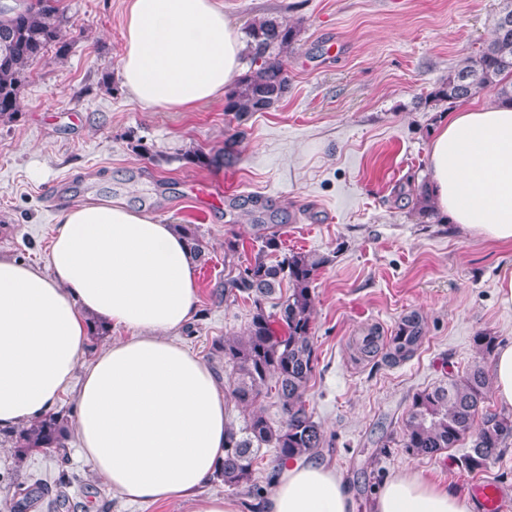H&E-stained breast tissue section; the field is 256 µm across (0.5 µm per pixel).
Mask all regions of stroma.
Returning <instances> with one entry per match:
<instances>
[{
    "label": "stroma",
    "instance_id": "1",
    "mask_svg": "<svg viewBox=\"0 0 512 512\" xmlns=\"http://www.w3.org/2000/svg\"><path fill=\"white\" fill-rule=\"evenodd\" d=\"M222 2L239 30L259 19L298 29L280 53L288 91L268 111L238 118L221 97L188 111L139 106L118 78L129 0H63L66 53L48 48L29 70L17 116L0 123V253L45 265L61 209L87 198L191 225L206 259L196 267L197 315L178 337L220 376L217 343L241 334L253 308L224 295V239L238 237L244 261L260 246L256 224L276 225L280 254L323 260L312 284L318 364L306 401L333 441L321 459L342 473L356 512H371L383 483L404 472L464 496L476 480L512 487V450L475 472L461 466L459 447L432 459L397 446L376 453L401 432L417 392L477 361L478 333L512 342V307L497 296L512 245L414 205L431 132L451 109L424 99L485 46L500 0ZM222 147L234 159L221 168L187 157ZM413 313L423 337L411 359L357 354L363 336H392ZM62 470L76 481L58 507ZM37 481L49 492L29 512H190L181 499H122L76 439L65 455L34 454L21 466L1 441L0 512H11L18 483Z\"/></svg>",
    "mask_w": 512,
    "mask_h": 512
}]
</instances>
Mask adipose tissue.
I'll return each mask as SVG.
<instances>
[{
	"mask_svg": "<svg viewBox=\"0 0 512 512\" xmlns=\"http://www.w3.org/2000/svg\"><path fill=\"white\" fill-rule=\"evenodd\" d=\"M119 76L145 107L179 111L223 95L247 45L219 0H130ZM428 199L472 235L512 244V107L449 115L432 133ZM198 308L196 261L174 225L113 200L65 207L46 267L0 255V430L41 419L70 385L75 435L95 474L127 500L175 497L191 512H241L203 494L224 460L228 402L200 358L176 341ZM126 329L85 359L94 322ZM264 512H353L342 477L296 457L276 468ZM372 512H470L447 485L386 480Z\"/></svg>",
	"mask_w": 512,
	"mask_h": 512,
	"instance_id": "obj_1",
	"label": "adipose tissue"
}]
</instances>
